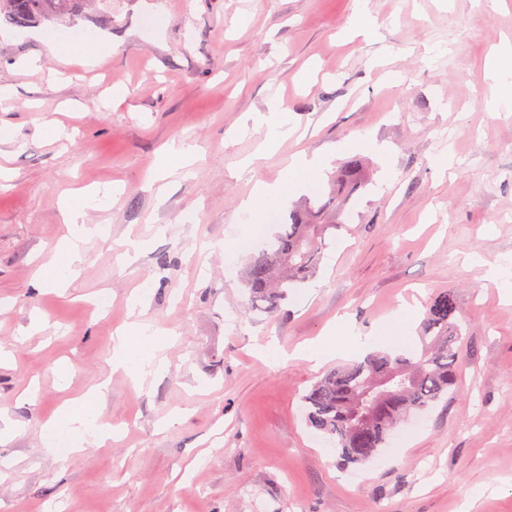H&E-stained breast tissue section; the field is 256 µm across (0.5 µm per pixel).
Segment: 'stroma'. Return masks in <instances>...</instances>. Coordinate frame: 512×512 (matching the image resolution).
I'll list each match as a JSON object with an SVG mask.
<instances>
[{
    "label": "stroma",
    "instance_id": "1",
    "mask_svg": "<svg viewBox=\"0 0 512 512\" xmlns=\"http://www.w3.org/2000/svg\"><path fill=\"white\" fill-rule=\"evenodd\" d=\"M367 10L363 32L354 0H90L0 26V409L20 428L0 437V512H512V300L484 269L512 258V111L494 108L489 68L512 45V0ZM75 29L112 37L111 56L88 66L43 41ZM30 54L39 69L22 65ZM115 84L128 90L118 103ZM275 101L290 134L269 154L261 117ZM179 141L200 158L156 178ZM299 154L326 164L276 202L281 215L351 158L371 162L372 182L316 277L271 317L247 304L239 243L278 227L243 223L239 206ZM110 186L117 202L87 212L105 234L78 277L37 288L68 233L64 195ZM130 234L148 246L128 263L117 243ZM448 288L472 324L458 387L404 423L400 444L342 465L302 403L356 359L337 320L412 349ZM135 294L166 365L144 387L111 370ZM317 340L328 365L291 358ZM102 382L112 442L50 449L44 424Z\"/></svg>",
    "mask_w": 512,
    "mask_h": 512
}]
</instances>
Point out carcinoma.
Returning <instances> with one entry per match:
<instances>
[{"label":"carcinoma","mask_w":512,"mask_h":512,"mask_svg":"<svg viewBox=\"0 0 512 512\" xmlns=\"http://www.w3.org/2000/svg\"><path fill=\"white\" fill-rule=\"evenodd\" d=\"M87 0H0V15L25 26L72 15ZM368 183L367 162H345L330 176V189L289 212L272 239L248 256L243 286L251 308L271 316L295 290L316 274L334 221L351 196ZM467 328L458 317L456 294L435 293L418 328L419 345L410 352L372 350L335 367L303 397L311 427L326 437L344 461L362 464L387 446L400 423L439 402L458 385L463 361L457 341Z\"/></svg>","instance_id":"1"}]
</instances>
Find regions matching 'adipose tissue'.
Returning a JSON list of instances; mask_svg holds the SVG:
<instances>
[{
	"label": "adipose tissue",
	"instance_id": "obj_1",
	"mask_svg": "<svg viewBox=\"0 0 512 512\" xmlns=\"http://www.w3.org/2000/svg\"><path fill=\"white\" fill-rule=\"evenodd\" d=\"M92 201L93 197L89 194H74L64 200L65 221L71 224L72 231L64 244L56 248L52 259L37 273V286L68 282L76 277L83 257L82 243L86 238L101 232L99 225L84 221ZM148 330L146 323L136 319L119 333L112 354L113 370L124 371L141 382L163 371V361L157 359L145 346ZM94 408L95 405L90 400L84 398L75 400L63 413L62 420L75 432L89 433L91 444L100 446L111 440L113 431L94 425Z\"/></svg>",
	"mask_w": 512,
	"mask_h": 512
}]
</instances>
